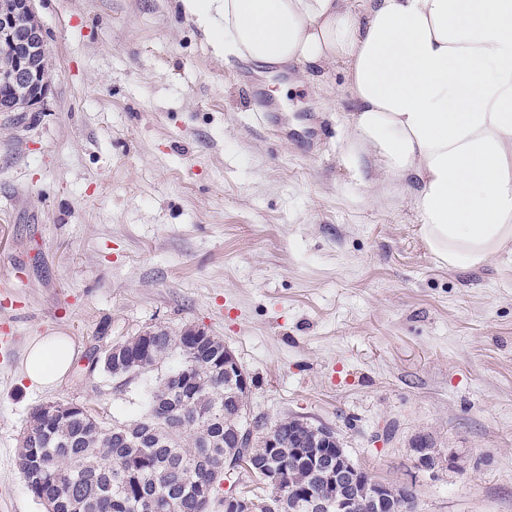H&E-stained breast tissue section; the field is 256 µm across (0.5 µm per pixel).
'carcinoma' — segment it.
<instances>
[{
	"label": "carcinoma",
	"instance_id": "cac0c4a2",
	"mask_svg": "<svg viewBox=\"0 0 512 512\" xmlns=\"http://www.w3.org/2000/svg\"><path fill=\"white\" fill-rule=\"evenodd\" d=\"M194 336L192 327L148 331L96 359L114 392L134 397L139 414L132 418L107 422L88 408L38 421L35 407L18 455L32 495L50 500L55 512H209L233 467L249 499L309 512V498L326 491L320 473L290 461L279 497L270 498L264 474L276 457L264 446L265 422L248 400L224 396L217 364L224 340L200 344ZM274 427L279 458L312 446L313 433L297 418Z\"/></svg>",
	"mask_w": 512,
	"mask_h": 512
}]
</instances>
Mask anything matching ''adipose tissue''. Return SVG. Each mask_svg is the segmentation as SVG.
I'll list each match as a JSON object with an SVG mask.
<instances>
[{"instance_id":"obj_1","label":"adipose tissue","mask_w":512,"mask_h":512,"mask_svg":"<svg viewBox=\"0 0 512 512\" xmlns=\"http://www.w3.org/2000/svg\"><path fill=\"white\" fill-rule=\"evenodd\" d=\"M224 55L258 69L343 63L345 157L406 190L427 249L451 269L512 264V0H181ZM75 350L33 341L25 375L53 388Z\"/></svg>"}]
</instances>
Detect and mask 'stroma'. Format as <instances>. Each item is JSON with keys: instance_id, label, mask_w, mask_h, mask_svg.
Wrapping results in <instances>:
<instances>
[{"instance_id": "1", "label": "stroma", "mask_w": 512, "mask_h": 512, "mask_svg": "<svg viewBox=\"0 0 512 512\" xmlns=\"http://www.w3.org/2000/svg\"><path fill=\"white\" fill-rule=\"evenodd\" d=\"M35 9L47 98L0 112V512H44L18 466L33 408L135 415L90 352L186 327L233 351L253 415L334 430L416 512H512V265L442 266L409 196L374 198L377 160L344 158L342 66L267 77L282 138L178 0ZM52 335L77 356L43 389L23 360ZM422 437L453 466L418 468Z\"/></svg>"}]
</instances>
